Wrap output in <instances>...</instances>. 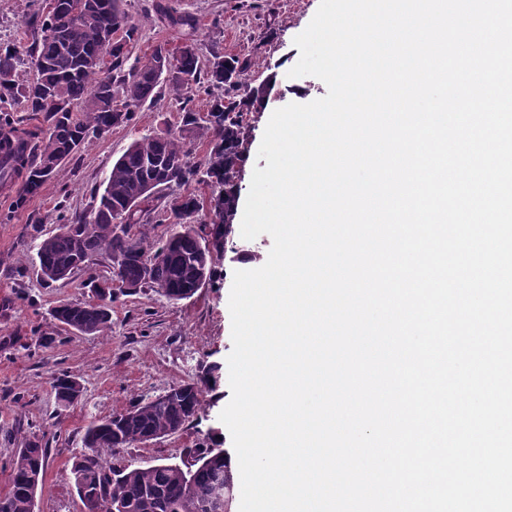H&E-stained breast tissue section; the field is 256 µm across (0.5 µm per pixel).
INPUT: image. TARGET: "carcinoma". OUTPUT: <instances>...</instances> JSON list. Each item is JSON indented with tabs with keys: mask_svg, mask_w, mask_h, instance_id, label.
<instances>
[{
	"mask_svg": "<svg viewBox=\"0 0 512 512\" xmlns=\"http://www.w3.org/2000/svg\"><path fill=\"white\" fill-rule=\"evenodd\" d=\"M28 19L30 38L0 46V183L23 179L13 206L21 209L43 184L57 176L65 161L91 136H102L131 121L133 112L153 100L164 85L184 98L179 131L161 130L133 141L112 164L99 202L83 212L60 214L65 230L46 234L35 246L41 274L63 280L88 273L92 299L55 307L51 315L66 329L105 334L112 325V288L135 293L153 288L171 301L185 299L201 278L213 281L214 255L223 251L225 229L237 214L239 176L247 161V116L269 100L274 80L248 81V59L226 56L219 43L201 62L195 42L186 38L174 52L170 73L157 74L158 62L170 52L155 46L142 63L125 64L138 42L139 27L122 7V0H54ZM167 26L196 27L195 18L158 3ZM120 38L108 44L109 33ZM209 96L205 116L189 106L191 96ZM20 112L43 115L47 129L24 127ZM206 146L194 157L195 141ZM172 184L182 194L179 205L158 191L143 207L133 206L145 181ZM210 190L204 200L195 187ZM163 215L170 224L166 238L151 239L143 226ZM197 224L208 225L198 231ZM122 257L112 276L93 274L99 261ZM81 258L92 264L77 266ZM210 367L197 380L170 387L171 394L154 403L140 402L108 417L93 419L81 452L74 456L75 489L86 512H216L218 489L224 483L227 457L213 444L191 452V465L151 466L113 463L124 448L179 432L197 420L203 391L216 384ZM52 387L58 404L68 407L83 393L78 380L61 374ZM48 449L30 440L16 449L10 486L0 496V512H34V492L43 484Z\"/></svg>",
	"mask_w": 512,
	"mask_h": 512,
	"instance_id": "obj_1",
	"label": "carcinoma"
}]
</instances>
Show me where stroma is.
Returning a JSON list of instances; mask_svg holds the SVG:
<instances>
[{"instance_id": "35a3bbf8", "label": "stroma", "mask_w": 512, "mask_h": 512, "mask_svg": "<svg viewBox=\"0 0 512 512\" xmlns=\"http://www.w3.org/2000/svg\"><path fill=\"white\" fill-rule=\"evenodd\" d=\"M167 2L197 18L194 39L200 55H207L218 39L225 54L251 59L253 83L269 76L275 79V98L249 120V158L241 174L242 188H249L254 168L267 165L258 151L272 113L327 93L326 84L317 77L288 75L300 56L294 39L308 26L320 0ZM123 4L141 34L131 61L145 60L157 44L173 48L182 43L181 32L158 18L153 0H123ZM181 108L180 99L162 90L128 124L89 138L24 209H9L19 184L0 187V494L8 488L16 449L25 440L40 441L49 448L50 457L34 512H85L75 491L71 457L81 450L84 427L92 418L126 411L174 384L196 379L214 363L221 366L220 379L215 390L205 393L198 419L183 431L123 449L119 461L141 466L178 463L189 449L214 438L222 441L225 451L233 449L219 415L231 399L226 366L233 349L228 302L239 263L218 258L216 278L180 301L167 300L151 288L117 294L112 329L99 336L64 330L51 315L59 304L88 300L86 274L43 280L32 249L37 234L57 230L61 207L90 208L113 162L135 139L178 128ZM43 334L54 337L51 347L40 345ZM58 373L76 377L84 387L81 400L66 408L58 405L52 389V377Z\"/></svg>"}]
</instances>
